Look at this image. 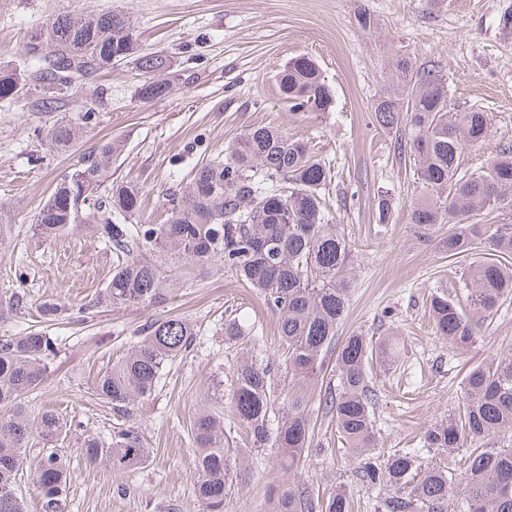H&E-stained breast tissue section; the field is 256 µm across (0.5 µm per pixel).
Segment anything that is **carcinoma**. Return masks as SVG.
<instances>
[{
	"label": "carcinoma",
	"mask_w": 512,
	"mask_h": 512,
	"mask_svg": "<svg viewBox=\"0 0 512 512\" xmlns=\"http://www.w3.org/2000/svg\"><path fill=\"white\" fill-rule=\"evenodd\" d=\"M49 55L27 56L23 69H0V102L20 99L31 82L42 88L41 108L57 109L72 83L87 78L135 53L134 28L119 12L63 14L31 35ZM151 75L137 89L150 101L166 94L154 75L174 66L171 57L148 53L136 58ZM281 93L297 112H325L332 97L316 63L300 56L279 75ZM95 116L84 111L82 123L56 121L48 130L58 149L70 147ZM373 121L398 132L396 149L417 162L422 192L411 209L409 228L421 243H437L455 256L481 245L489 259L464 274L467 304L437 291L430 299L436 334L466 351L481 336L484 322L512 298V224L474 222L490 206L512 205V150L505 149L471 171L460 158L479 148L490 132L488 113L471 107L456 111L448 98V79L436 71L418 72L399 91L380 95ZM119 145L110 140L83 155L80 165L55 183L35 216L40 238L60 235L76 224H92L97 237L122 258L96 304H143L160 295L164 264L184 267L221 264L259 295L278 318L286 345L288 372L295 388L283 400V415L272 423L277 388L269 370L246 358L235 369L232 402L252 448L276 449V464L288 478L270 494L268 512H352L344 490L323 499L302 488L290 474L312 454L314 434L308 386L322 373L324 360L336 354L338 388L319 399L332 415L336 434L357 454L354 474L365 487L386 489L377 512H448L456 494L467 512H512V358L471 366L464 374L458 413L424 431V447L442 455L482 442L460 458V466L418 465L420 453L398 449L389 454L376 446L374 422L379 394L370 374L398 358L396 343L353 333L338 338L350 295L352 251L319 189L331 169L310 146L274 127L245 131L227 148V157L201 164L167 199L164 224H134L141 208L138 187L112 181V156ZM238 320L224 321V341L249 335ZM194 328L179 316L153 319L142 338L95 381V393L112 409L131 417L135 403L150 397L163 367L192 347ZM61 340L44 327L0 336V512H25L15 490L20 466L29 463L44 512H58L68 468L54 448H41L27 460V449L48 443L63 430L51 410L33 413L24 395L44 381ZM196 447L195 487L203 512H224V504L244 472L235 449L226 447L224 418L210 410L193 422ZM85 464L114 470L143 465L149 455L139 427L120 425L111 439L87 436L81 445Z\"/></svg>",
	"instance_id": "obj_1"
}]
</instances>
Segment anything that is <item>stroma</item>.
Listing matches in <instances>:
<instances>
[{
    "instance_id": "1",
    "label": "stroma",
    "mask_w": 512,
    "mask_h": 512,
    "mask_svg": "<svg viewBox=\"0 0 512 512\" xmlns=\"http://www.w3.org/2000/svg\"><path fill=\"white\" fill-rule=\"evenodd\" d=\"M512 0H0V67L20 68L33 32L56 15L117 11L130 16L142 53L163 52L177 65L167 93L143 102L134 60L120 61L75 86L56 112L31 104L0 103V202L13 213L9 239L0 243V298L24 296L19 312L0 319V335L41 328L38 307L56 302L70 310L53 333L61 339L42 384L26 402L66 421L52 445L67 457L71 480L60 512H202L195 496L196 448L191 426L198 410L224 412V430L249 457L246 479L224 512H267L269 490L280 478L272 449L254 450L236 419L232 383L243 354L271 368L279 389L292 385L278 319L263 301L222 266L176 268L178 287L139 305L95 307L116 259L96 234L73 227L43 240L34 218L54 184L98 143L121 145L112 178L142 191L141 224L167 218L166 194L192 169L224 158L226 149L254 126H272L313 146L331 167L321 189L353 253V287L339 336L354 332L396 337L399 358L378 368L380 393L374 432L390 452L418 447L427 426L457 404L463 364L512 354V305L483 336L461 352L436 335L429 298L440 284L449 295L464 290L470 260L438 245L414 241L409 213L420 188L413 164L394 151V131L377 126L372 107L392 90L399 66L436 68L448 79V98L459 109L489 113L490 134L465 153L472 170L512 145V39L498 29ZM375 25L363 29L360 14ZM313 59L332 94L325 112H295L284 99L278 74L292 58ZM96 112L71 148H52L47 132L57 119L78 120L83 106ZM354 203L343 206V195ZM392 200L389 223H378L381 195ZM182 316L195 330L192 348L167 364L154 394L136 404L133 421L150 450L140 468L114 471L85 464L84 436L109 439L121 415L94 393L99 373L135 345L153 319ZM250 328L247 342H224V321ZM318 451L295 474L297 483L326 498L337 488L350 494L353 512H374L384 491L353 477L354 459L336 438L325 414L312 415Z\"/></svg>"
}]
</instances>
